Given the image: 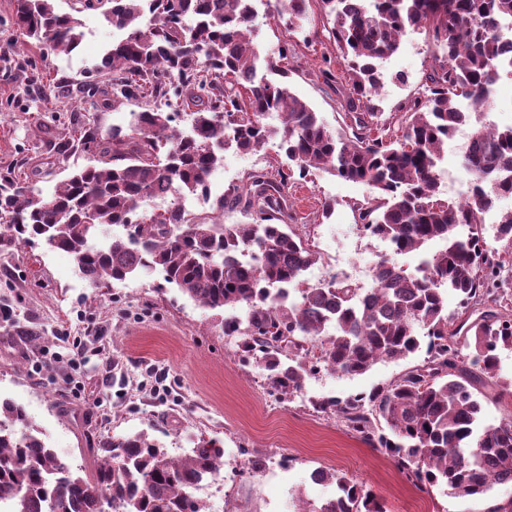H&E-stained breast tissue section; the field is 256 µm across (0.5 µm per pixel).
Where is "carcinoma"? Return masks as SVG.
I'll use <instances>...</instances> for the list:
<instances>
[{
	"instance_id": "obj_1",
	"label": "carcinoma",
	"mask_w": 512,
	"mask_h": 512,
	"mask_svg": "<svg viewBox=\"0 0 512 512\" xmlns=\"http://www.w3.org/2000/svg\"><path fill=\"white\" fill-rule=\"evenodd\" d=\"M323 27L345 61L349 87L342 127L332 129L289 86L278 57L252 45L253 0H15L16 25L43 50L70 54L85 37L78 14L103 10L121 35L76 84L83 113L59 157L77 152L100 165L77 167L44 197L0 173V253L47 243L70 254L93 288L159 272L199 306L220 313L244 306L245 319L224 320L239 336V358L265 371L269 393L286 400L306 377L325 369L365 373L383 359L407 358L426 346L427 360L393 384L345 400L312 399L370 447L386 455L417 487L445 486L479 498L512 484V422L482 420L481 389H512L499 351L512 349V299L505 263L474 251L485 213L512 195V128L499 130L479 113L490 110L501 50L495 32L512 21V0H320ZM292 27L309 16V0H277ZM428 34L432 57L425 82L377 121L372 99L383 85L381 63L415 31ZM263 68L278 75L258 76ZM125 101L153 106L130 112L127 130L102 133L99 112ZM195 107L190 132L180 112ZM280 121L288 163L253 170L219 202L240 205L250 224L189 221L182 199L195 194L223 161L215 146L262 150L268 119ZM470 126L462 166L471 176L452 202L437 186L443 146ZM322 170L368 188L353 204L359 224L402 253L440 239L445 248L424 261L423 274L381 258L374 286L333 277L311 285L304 272L318 252L293 228L289 185ZM166 197L161 213L147 206ZM120 237H99L104 225ZM498 241L512 249V211L501 214ZM462 310L450 315L442 288ZM320 339L313 358L306 344ZM102 459L80 474L35 432L25 410L0 401V503L6 512H209L196 484L217 474L224 450L199 439L180 457L149 435L112 437ZM311 478L336 484V497L300 512H383L372 491L343 473L317 469Z\"/></svg>"
}]
</instances>
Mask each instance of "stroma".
<instances>
[{
    "label": "stroma",
    "mask_w": 512,
    "mask_h": 512,
    "mask_svg": "<svg viewBox=\"0 0 512 512\" xmlns=\"http://www.w3.org/2000/svg\"><path fill=\"white\" fill-rule=\"evenodd\" d=\"M276 0H255L254 44L277 53L289 44L285 62L294 92L325 122L337 126L344 110L341 89L325 71L341 73L343 60L323 32L318 6L299 29L274 24ZM14 0H0V171L22 165L23 177L50 195L67 172L51 149L67 135V117L80 101L57 93L61 76L83 80L112 41L100 11L81 16L85 37L71 54L44 55L39 44L12 22ZM21 44L33 67L9 54ZM425 32L403 37L383 64L385 84L375 99L390 115L430 71ZM278 139L255 154L225 151L212 173L211 191L194 218L218 216L246 224L241 208H218L229 188L255 169L278 166ZM298 224L314 240L322 259L366 268L386 242L359 232L354 202L363 184L317 171L290 190ZM336 202L319 220L324 199ZM241 306L216 316L160 275L138 277L95 289L75 272L70 255L47 244L0 256V399L23 407L31 424L71 467L93 466L104 439L147 432L174 456L193 439L216 440L222 466L202 499L210 512H298L335 496L332 484L313 482L318 468L346 474L371 490L384 512H492L512 498L511 484H497L481 498H460L443 487L418 488L389 459L349 432L335 415L313 410L314 398L346 399L396 381L422 364L425 351L382 360L359 376L320 371L307 377L301 395L270 396L262 371L243 364L238 339L224 333V317L244 316ZM82 355L71 349L73 338Z\"/></svg>",
    "instance_id": "1"
}]
</instances>
